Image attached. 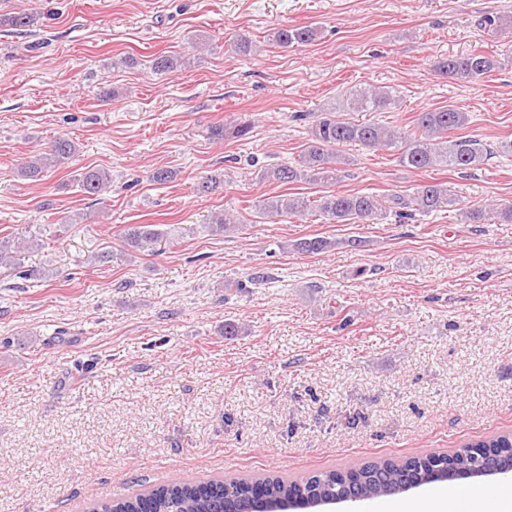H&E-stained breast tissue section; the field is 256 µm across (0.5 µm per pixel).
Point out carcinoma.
<instances>
[{
  "instance_id": "1",
  "label": "carcinoma",
  "mask_w": 512,
  "mask_h": 512,
  "mask_svg": "<svg viewBox=\"0 0 512 512\" xmlns=\"http://www.w3.org/2000/svg\"><path fill=\"white\" fill-rule=\"evenodd\" d=\"M316 37L317 30L309 26H287L272 35L273 41L283 48L306 45ZM184 66V58L176 54H160L150 60V68L160 75L174 73ZM495 68L496 60L480 53L444 58L436 65L440 74L462 82L478 79ZM395 104L397 100L390 90L365 88L351 94L339 110L317 113L297 164L266 168L261 171L260 180L283 184L299 180L332 184L341 178L342 166L349 164L339 147L352 143L369 150L391 149L397 152L398 163L406 168L424 171L444 168L459 174L479 169L500 152L512 154V141L494 149L475 137L448 136L449 132L469 123L468 113L454 106L419 112L406 128L389 129L374 120L353 121L342 116L346 110L380 112ZM252 128L253 121L248 119L230 127L214 126L211 134L218 140L243 138ZM76 151L72 140L60 136L51 142L49 153L27 161L18 170L19 176L38 180L48 169L68 163ZM75 181L80 192L96 197L111 183L112 175L104 168H91L76 174ZM222 188L224 177L206 176L196 185V192L210 194ZM455 204L457 199L447 187L431 182L421 185L410 195L329 192L315 200L308 197L272 199L263 203L260 210L267 217H303L317 212L333 224L379 217H392L404 224L418 214L427 215ZM460 217L466 224H511L512 204L489 209L466 208L460 211ZM237 226L238 222L233 218L217 216L206 228L211 233L225 234ZM162 236L163 232L152 224L129 227L124 234L126 244L137 249L158 242ZM338 245L340 242L336 240L313 237L301 239L292 247L299 253L316 254ZM39 246L37 237L23 242L0 238V266L20 267L24 254ZM483 448L498 449L503 465L512 466V433L465 444L458 455L459 465L469 467L474 464ZM426 466L427 461L419 457L406 460L377 457L363 463L364 477L355 485L345 483L336 470L318 471L298 479L272 476L263 483L264 499L267 508L272 510L302 491L314 501L337 500L341 496L380 498L415 479L424 480ZM233 483L238 486V491L227 497L224 481L197 482L175 478L145 493L104 500L89 512H249L251 504L258 502L253 486L245 478L235 479Z\"/></svg>"
}]
</instances>
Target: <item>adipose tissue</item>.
<instances>
[{"label": "adipose tissue", "mask_w": 512, "mask_h": 512, "mask_svg": "<svg viewBox=\"0 0 512 512\" xmlns=\"http://www.w3.org/2000/svg\"><path fill=\"white\" fill-rule=\"evenodd\" d=\"M373 512H512V483L491 490L437 487L407 500H379Z\"/></svg>", "instance_id": "obj_1"}]
</instances>
